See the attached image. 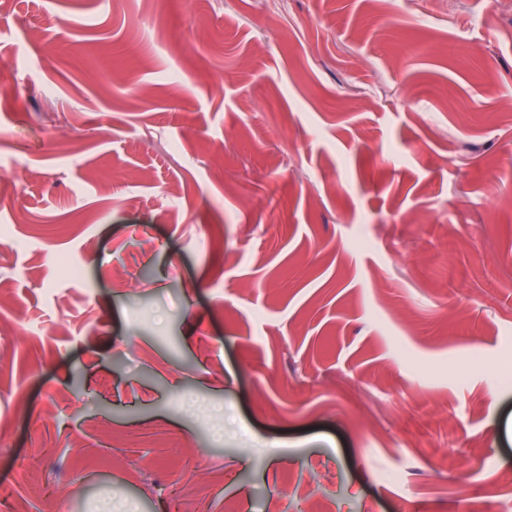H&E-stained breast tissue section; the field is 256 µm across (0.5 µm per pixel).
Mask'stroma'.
I'll return each mask as SVG.
<instances>
[{
  "instance_id": "obj_1",
  "label": "stroma",
  "mask_w": 512,
  "mask_h": 512,
  "mask_svg": "<svg viewBox=\"0 0 512 512\" xmlns=\"http://www.w3.org/2000/svg\"><path fill=\"white\" fill-rule=\"evenodd\" d=\"M284 2L0 11V512H512V0Z\"/></svg>"
}]
</instances>
